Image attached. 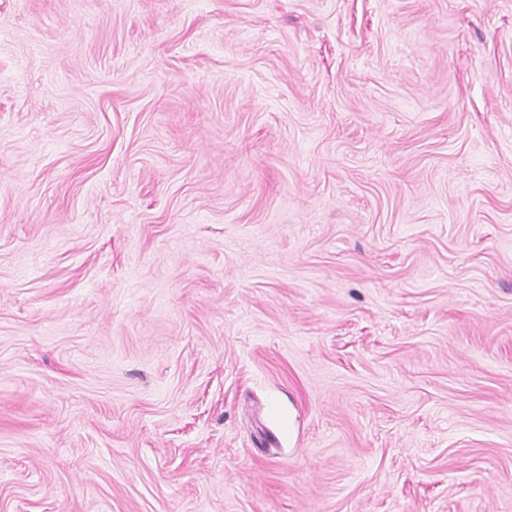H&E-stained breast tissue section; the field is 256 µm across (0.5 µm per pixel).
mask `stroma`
<instances>
[{"instance_id": "1", "label": "stroma", "mask_w": 512, "mask_h": 512, "mask_svg": "<svg viewBox=\"0 0 512 512\" xmlns=\"http://www.w3.org/2000/svg\"><path fill=\"white\" fill-rule=\"evenodd\" d=\"M0 512H512V0H0Z\"/></svg>"}]
</instances>
